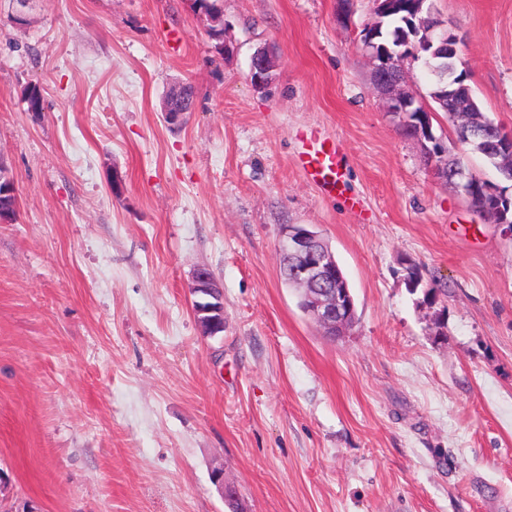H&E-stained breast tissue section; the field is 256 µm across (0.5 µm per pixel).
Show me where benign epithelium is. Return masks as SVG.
I'll list each match as a JSON object with an SVG mask.
<instances>
[{"mask_svg":"<svg viewBox=\"0 0 512 512\" xmlns=\"http://www.w3.org/2000/svg\"><path fill=\"white\" fill-rule=\"evenodd\" d=\"M424 0H373L374 8L380 12H400L409 10L418 15ZM366 48L377 61L375 67L376 85L387 91L390 97L388 110L401 117V131L415 140L435 171V174L449 181L462 192L468 191L475 178L468 175L460 159L448 156L444 144L434 135L432 119L434 111L426 106L414 108L411 103L413 93L401 88L404 78L405 63L414 60L417 51L410 48L385 49L382 52L372 48L371 39H366ZM275 63L262 54L252 56L250 81L253 85H266L272 80ZM472 89L461 86L454 94L448 96V118L464 124L469 122ZM164 112L168 122L181 125L186 115L191 112V103L186 95L185 85L179 84L170 89L164 103ZM483 134H497V148L506 151L508 160H512V133L487 121L475 127ZM473 198L481 212L491 219H497L504 209L511 208L512 202L487 201L486 190L473 188ZM278 251L280 270L298 287L305 289L306 302L304 310L323 328L325 335L336 338L342 335L348 325V317L353 308L349 293L336 259L321 236L310 230L306 224H283L279 234ZM218 285L214 276L203 268L196 270L191 286L196 296L193 312L201 335L216 336L224 332V301L216 291Z\"/></svg>","mask_w":512,"mask_h":512,"instance_id":"7a95c632","label":"benign epithelium"}]
</instances>
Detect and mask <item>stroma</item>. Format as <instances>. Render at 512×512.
Returning a JSON list of instances; mask_svg holds the SVG:
<instances>
[{"instance_id":"stroma-1","label":"stroma","mask_w":512,"mask_h":512,"mask_svg":"<svg viewBox=\"0 0 512 512\" xmlns=\"http://www.w3.org/2000/svg\"><path fill=\"white\" fill-rule=\"evenodd\" d=\"M457 68L512 132V0H427ZM0 0V512H512V237L403 135L363 44L370 0ZM180 51H173L169 34ZM273 52L272 81L250 61ZM195 110L166 122L170 85ZM39 86L42 109H27ZM433 130L468 170L499 182ZM339 140L321 195L301 135ZM318 230L357 319L333 340L279 273ZM422 271L410 291L406 263ZM208 269L224 331L190 291ZM446 291L442 307L424 291ZM269 54L272 57V63L261 53L255 54L251 58L249 76L254 86L266 85L272 80L276 65L273 55ZM219 288L212 273L198 268L193 276L192 293L196 296L193 312L201 335L216 336L224 331L223 295L216 291Z\"/></svg>"}]
</instances>
